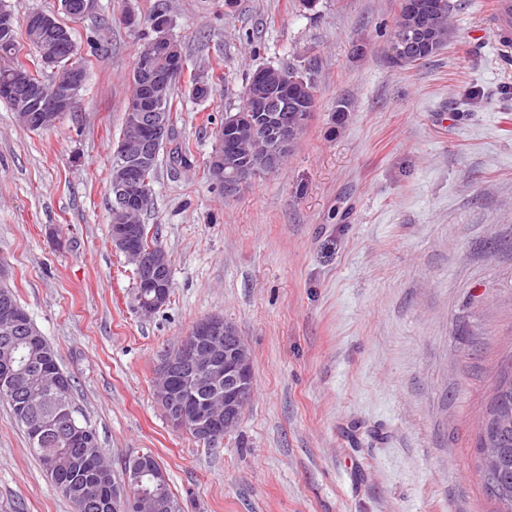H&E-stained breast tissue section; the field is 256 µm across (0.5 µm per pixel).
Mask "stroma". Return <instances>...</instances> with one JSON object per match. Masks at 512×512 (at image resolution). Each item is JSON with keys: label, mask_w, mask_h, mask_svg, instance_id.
<instances>
[{"label": "stroma", "mask_w": 512, "mask_h": 512, "mask_svg": "<svg viewBox=\"0 0 512 512\" xmlns=\"http://www.w3.org/2000/svg\"><path fill=\"white\" fill-rule=\"evenodd\" d=\"M449 2L453 40L401 67V0H98L69 24L87 68L71 112L32 131L0 101V270L114 469L152 454L185 512H497L474 448L512 352V62L485 0ZM157 9L192 154L161 149L141 216L171 259L147 314L111 243L110 169ZM269 65L310 78L318 108L277 171L228 197L205 163ZM214 314L249 345L254 391L208 445L169 426L154 376ZM0 512H74L1 401Z\"/></svg>", "instance_id": "stroma-1"}]
</instances>
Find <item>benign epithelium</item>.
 Instances as JSON below:
<instances>
[{
  "label": "benign epithelium",
  "instance_id": "1",
  "mask_svg": "<svg viewBox=\"0 0 512 512\" xmlns=\"http://www.w3.org/2000/svg\"><path fill=\"white\" fill-rule=\"evenodd\" d=\"M98 0H61L62 12L72 19H81L92 13ZM411 16L414 34L430 40L434 37L433 17L430 11L417 0H406ZM13 12L7 0H0V34L9 36L16 30ZM414 42L406 35H396L390 42L389 58L401 64L412 57ZM163 52L170 59V67L159 71L152 64V54ZM45 65L57 69L62 55L70 58V67L59 73L49 84H37L29 75L17 70L14 81L0 86V97L19 98V121L27 128L49 127L58 118L71 111L80 90L84 85L83 68L77 60L76 49L69 43H54L42 51ZM184 69V60L179 45L162 33L143 50L142 66L138 74L137 92L130 97L127 113L131 128L137 134L134 146L120 144L122 161L115 170L111 190L118 202H130L136 208L147 205L150 194L139 175L149 169L154 158L153 146L168 138L170 129L164 104L169 98L173 81ZM253 107L255 116L244 124L237 118L224 120L223 135L218 137L207 166L213 180L224 187V195L233 196L246 182L259 171L271 172L277 169L279 158L292 149L302 123L290 117V113L304 109L286 95L274 93L264 78L254 85ZM248 132L259 137L261 148L256 152H240L224 157V140H236ZM132 207V208H134ZM128 207L117 212L112 219V244L122 251L128 261L147 282L151 298L144 307L148 310L162 308L169 297L167 270L169 256L163 249L150 255L140 253L135 245L132 225L125 215L132 211ZM0 328L3 329L4 346L17 342L33 343L37 336L27 324L24 311L6 303L0 305ZM192 336L183 344L179 361H165L161 369L179 366L184 382L180 395H175L163 377L156 375L155 395L161 406L175 411V417L168 423L176 430L190 426L196 434L214 442L232 431L239 423L249 395L253 391L254 368L252 356L236 326L224 317L214 315L202 319L191 329ZM43 386L32 391L19 382V370L12 358H6L0 370V390L20 397L21 413L26 417H42V425L33 433L37 439L43 432L52 428L56 419L43 416L52 403L64 399L66 384L51 368L43 373ZM150 475L162 485L166 475L162 468L127 470L123 489V503L132 512H165L166 503L158 497L149 501L145 495L133 493V488L142 485L144 475Z\"/></svg>",
  "mask_w": 512,
  "mask_h": 512
}]
</instances>
